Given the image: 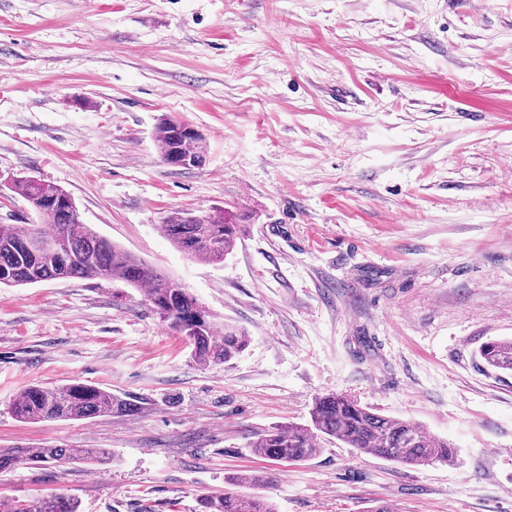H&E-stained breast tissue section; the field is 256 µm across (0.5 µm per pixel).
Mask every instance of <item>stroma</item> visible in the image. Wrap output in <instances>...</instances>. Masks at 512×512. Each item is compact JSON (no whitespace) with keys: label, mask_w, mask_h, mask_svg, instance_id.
<instances>
[{"label":"stroma","mask_w":512,"mask_h":512,"mask_svg":"<svg viewBox=\"0 0 512 512\" xmlns=\"http://www.w3.org/2000/svg\"><path fill=\"white\" fill-rule=\"evenodd\" d=\"M163 114L205 136L202 168L160 161ZM20 176L250 343L203 367L121 280L1 287L0 446L113 460L18 466L0 503L196 512L254 470L277 512H512V373L476 355L512 337V0H0V224L34 221ZM222 208L246 226L224 263L160 232ZM75 381L139 409L11 415L26 386ZM328 393L421 424L453 463L251 454ZM11 512H80V503L74 497L53 492L29 504L14 501Z\"/></svg>","instance_id":"stroma-1"}]
</instances>
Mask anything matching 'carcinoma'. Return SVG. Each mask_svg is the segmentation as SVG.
<instances>
[{
	"label": "carcinoma",
	"mask_w": 512,
	"mask_h": 512,
	"mask_svg": "<svg viewBox=\"0 0 512 512\" xmlns=\"http://www.w3.org/2000/svg\"><path fill=\"white\" fill-rule=\"evenodd\" d=\"M181 125L183 122L166 116L157 119L153 132L157 154L166 165L200 168L206 161V138L197 130L180 133ZM10 190L26 202L38 223L0 224L1 287H25L55 279L117 278L132 288L146 289L148 304L189 344L197 364H228L247 347L244 331L229 324L218 329L213 315L180 282L97 234L82 221L77 206L51 203L52 197L65 193L61 187L21 177ZM161 233L195 261L217 264L235 249L242 225L233 222L224 211L199 216L178 210L165 218ZM34 239L47 241V246H32ZM478 358L488 369L512 373V338L485 342L478 350ZM137 409L138 405L125 395L82 382L61 387L29 385L10 406L12 416L24 423L86 421L106 413L128 414ZM321 440H337L360 453L415 467L453 459L448 442L422 425L380 414L337 393L315 398L310 424H288L264 431L250 443V451L275 462H303L321 452ZM46 461L102 465L112 461V452L64 445L0 448V474L23 463ZM272 482L269 474L239 472L227 478L224 492L199 496L198 512H277L268 498L238 492L243 487L268 486ZM11 512H80V503L74 497L53 492L29 504L15 501Z\"/></svg>",
	"instance_id": "1"
}]
</instances>
